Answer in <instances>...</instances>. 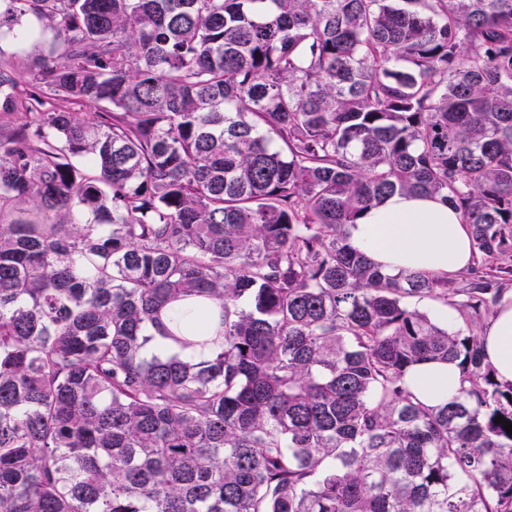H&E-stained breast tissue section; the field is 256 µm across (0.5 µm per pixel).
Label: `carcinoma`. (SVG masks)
Listing matches in <instances>:
<instances>
[{
  "instance_id": "carcinoma-1",
  "label": "carcinoma",
  "mask_w": 512,
  "mask_h": 512,
  "mask_svg": "<svg viewBox=\"0 0 512 512\" xmlns=\"http://www.w3.org/2000/svg\"><path fill=\"white\" fill-rule=\"evenodd\" d=\"M4 2L0 512H512V0ZM395 193L472 226L465 285L350 245ZM502 288L511 290L504 292L493 315L484 319L482 336L485 361L495 370L498 382L507 385L512 384V281L503 282ZM407 383L420 399L437 406L458 393L460 372L453 363L425 362L409 371Z\"/></svg>"
}]
</instances>
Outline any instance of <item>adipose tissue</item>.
<instances>
[{
    "label": "adipose tissue",
    "mask_w": 512,
    "mask_h": 512,
    "mask_svg": "<svg viewBox=\"0 0 512 512\" xmlns=\"http://www.w3.org/2000/svg\"><path fill=\"white\" fill-rule=\"evenodd\" d=\"M345 232L354 248L392 276L419 271L448 279L475 264L470 225L437 197L393 195ZM483 354L498 382L512 384V290L504 292L483 330ZM407 383L420 399L437 406L458 393L460 372L449 362H425L409 371Z\"/></svg>",
    "instance_id": "adipose-tissue-1"
}]
</instances>
